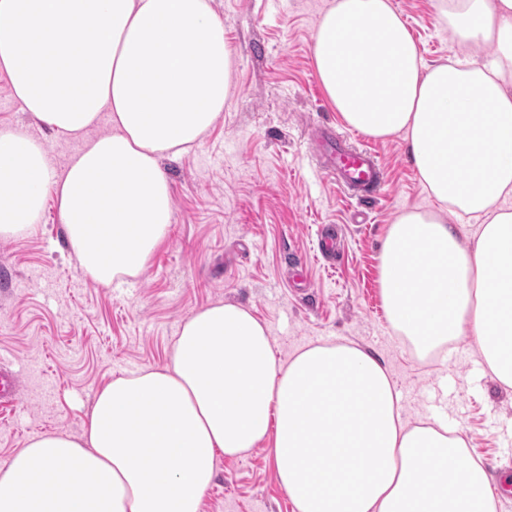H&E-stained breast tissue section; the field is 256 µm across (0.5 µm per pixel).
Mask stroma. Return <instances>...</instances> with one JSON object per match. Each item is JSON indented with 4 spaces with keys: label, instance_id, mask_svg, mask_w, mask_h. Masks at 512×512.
I'll list each match as a JSON object with an SVG mask.
<instances>
[{
    "label": "stroma",
    "instance_id": "1",
    "mask_svg": "<svg viewBox=\"0 0 512 512\" xmlns=\"http://www.w3.org/2000/svg\"><path fill=\"white\" fill-rule=\"evenodd\" d=\"M393 2L427 64L462 56L436 18V0ZM330 3L209 0L234 50L235 92L196 148L163 160L173 220L139 274L108 286L93 280L52 199L35 233L0 239V366L18 378L13 403L0 406V465L35 435H80L101 387L164 364L187 318L232 302L267 323L282 360L310 344L355 342L388 372L405 422L447 418L484 463L512 470V388L485 369L473 339L423 361L387 321L383 239L404 210L431 211L436 202L401 137L362 135L329 106L311 43ZM322 124L374 153L385 182L372 199H357L320 168L311 132ZM17 125L46 145L60 174L82 146L22 112L0 71V127ZM328 224L343 234L331 261L318 249ZM202 512L295 510L262 446L220 458Z\"/></svg>",
    "mask_w": 512,
    "mask_h": 512
}]
</instances>
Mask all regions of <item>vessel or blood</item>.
<instances>
[{
    "instance_id": "b4317fda",
    "label": "vessel or blood",
    "mask_w": 512,
    "mask_h": 512,
    "mask_svg": "<svg viewBox=\"0 0 512 512\" xmlns=\"http://www.w3.org/2000/svg\"><path fill=\"white\" fill-rule=\"evenodd\" d=\"M321 161L327 174L360 198L375 194L384 183V171L368 150L349 146L342 137L326 127L315 132Z\"/></svg>"
}]
</instances>
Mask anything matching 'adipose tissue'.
<instances>
[{
    "label": "adipose tissue",
    "instance_id": "1",
    "mask_svg": "<svg viewBox=\"0 0 512 512\" xmlns=\"http://www.w3.org/2000/svg\"><path fill=\"white\" fill-rule=\"evenodd\" d=\"M437 15L494 54L430 66L393 0H332L311 55L343 122L403 136L437 203L383 240L392 330L422 359L473 337L512 388V0H437ZM233 66L207 0H0L13 97L83 142L60 175L40 140L0 128V237L33 233L52 196L95 281L137 275L173 219L161 161L214 126ZM104 116L109 132L90 136ZM453 216L479 219L473 246ZM262 444L296 512H497L462 430L405 423L375 358L336 341L278 360L266 323L224 302L182 324L164 365L103 386L80 436H34L1 465L0 512H202L219 457Z\"/></svg>",
    "mask_w": 512,
    "mask_h": 512
}]
</instances>
